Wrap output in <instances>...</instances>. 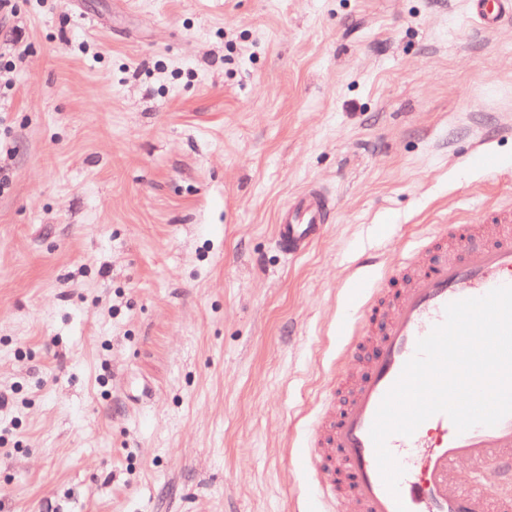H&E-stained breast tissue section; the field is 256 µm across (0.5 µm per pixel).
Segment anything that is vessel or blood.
<instances>
[{"label": "vessel or blood", "instance_id": "b4317fda", "mask_svg": "<svg viewBox=\"0 0 512 512\" xmlns=\"http://www.w3.org/2000/svg\"><path fill=\"white\" fill-rule=\"evenodd\" d=\"M472 21L490 30L512 18V0H470ZM333 220L329 196L310 185L277 214L275 241L287 256L304 252ZM512 286V207L486 211L481 223L449 225L422 238L415 255L383 275L347 346L362 369L352 387L328 395L302 460L329 512H512V414L492 427L457 432L438 413L387 446L404 473L397 493L381 476L370 436L378 407L416 353L443 323L448 304Z\"/></svg>", "mask_w": 512, "mask_h": 512}]
</instances>
